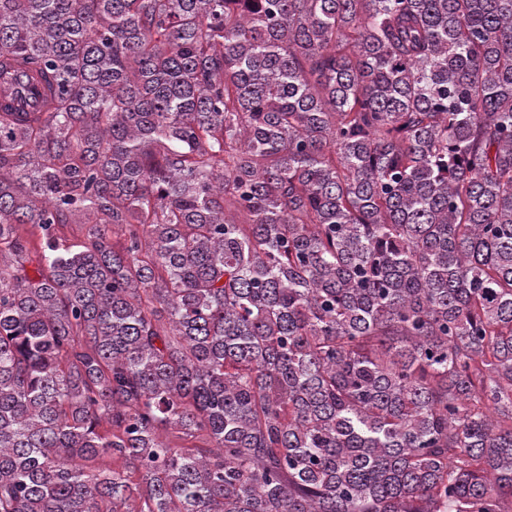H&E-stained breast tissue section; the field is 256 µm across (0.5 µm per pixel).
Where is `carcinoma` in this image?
Listing matches in <instances>:
<instances>
[{"label": "carcinoma", "instance_id": "1", "mask_svg": "<svg viewBox=\"0 0 512 512\" xmlns=\"http://www.w3.org/2000/svg\"><path fill=\"white\" fill-rule=\"evenodd\" d=\"M0 512H512V0H0Z\"/></svg>", "mask_w": 512, "mask_h": 512}]
</instances>
